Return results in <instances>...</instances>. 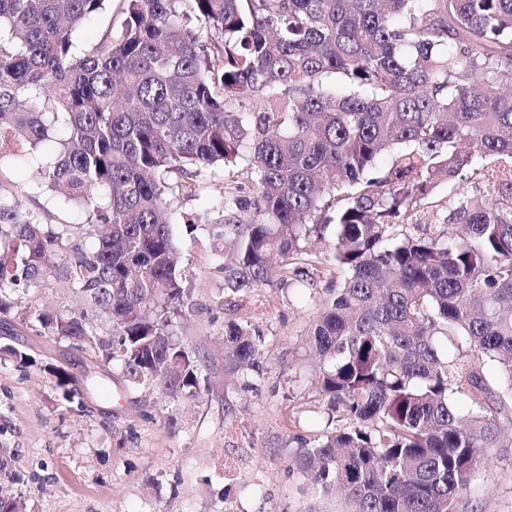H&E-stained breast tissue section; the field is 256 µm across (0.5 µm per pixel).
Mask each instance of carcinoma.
<instances>
[{"instance_id":"cac0c4a2","label":"carcinoma","mask_w":512,"mask_h":512,"mask_svg":"<svg viewBox=\"0 0 512 512\" xmlns=\"http://www.w3.org/2000/svg\"><path fill=\"white\" fill-rule=\"evenodd\" d=\"M105 2L0 0V323L63 281L112 337L83 311L34 309L39 335L96 345L134 391L210 389L173 336L188 296L168 196L246 151L256 214L233 198L214 219L225 293L276 274L313 288L296 259L334 225L341 280L304 343L326 426L296 436L297 469L344 512H477L464 495L512 428V0H121V33L77 52ZM20 161L97 244L70 248L72 225L19 207ZM445 180L469 186L441 234L424 206ZM264 345L224 325L247 390Z\"/></svg>"}]
</instances>
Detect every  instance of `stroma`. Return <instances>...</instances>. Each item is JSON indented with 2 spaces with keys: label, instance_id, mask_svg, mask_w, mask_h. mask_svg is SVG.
Here are the masks:
<instances>
[{
  "label": "stroma",
  "instance_id": "35a3bbf8",
  "mask_svg": "<svg viewBox=\"0 0 512 512\" xmlns=\"http://www.w3.org/2000/svg\"><path fill=\"white\" fill-rule=\"evenodd\" d=\"M256 175L246 163L204 172L194 193L171 204L172 233L191 277L192 306L175 321L209 390L171 402L159 392L125 389L122 372L97 347L38 335L24 317L34 307L77 311L80 297L67 283L33 288L0 335V427L13 452L0 473V491L20 498L26 512H339L333 498L315 495L292 461L296 435H311L322 411L310 385L301 338L322 305L334 235L312 242L306 269L314 289L300 291L271 279L250 296L224 293L222 243L211 224L187 232L185 222L216 211L223 198L256 200ZM248 321L265 338L268 370L246 390L224 367V324ZM9 345L27 361L2 353ZM62 367L82 403L63 399L51 372ZM103 391L85 390L87 378ZM467 493L482 512H512V444ZM248 458L237 480L224 465Z\"/></svg>",
  "mask_w": 512,
  "mask_h": 512
}]
</instances>
